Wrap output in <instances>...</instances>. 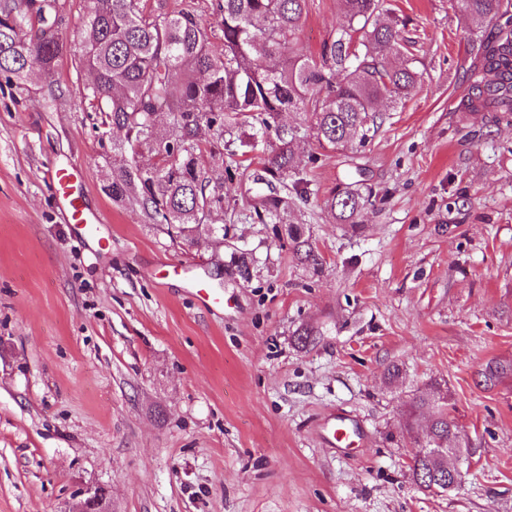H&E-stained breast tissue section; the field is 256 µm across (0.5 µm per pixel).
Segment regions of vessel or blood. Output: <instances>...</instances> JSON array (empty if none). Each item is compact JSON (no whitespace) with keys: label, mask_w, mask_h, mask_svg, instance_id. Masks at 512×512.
<instances>
[{"label":"vessel or blood","mask_w":512,"mask_h":512,"mask_svg":"<svg viewBox=\"0 0 512 512\" xmlns=\"http://www.w3.org/2000/svg\"><path fill=\"white\" fill-rule=\"evenodd\" d=\"M49 181L57 206L72 225L77 238L82 241L99 239L104 215L87 206L84 190L78 181L76 165L70 163L53 168ZM319 429L328 444L343 450L356 446L365 433V428L359 421L336 414L323 418Z\"/></svg>","instance_id":"obj_1"}]
</instances>
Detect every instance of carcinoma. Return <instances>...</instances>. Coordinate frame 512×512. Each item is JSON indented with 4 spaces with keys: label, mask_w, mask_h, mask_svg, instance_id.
Listing matches in <instances>:
<instances>
[{
    "label": "carcinoma",
    "mask_w": 512,
    "mask_h": 512,
    "mask_svg": "<svg viewBox=\"0 0 512 512\" xmlns=\"http://www.w3.org/2000/svg\"><path fill=\"white\" fill-rule=\"evenodd\" d=\"M33 0H0V75L24 81L35 66L50 68L62 54L61 40L44 41L32 25ZM346 29L325 44L318 56L290 51L307 12L308 0H216L222 17V45L186 3L177 11L149 8L146 0H92L81 21L73 50L79 65L92 72L86 98L105 114L118 139L112 149L122 158L108 191L112 200L135 197L144 221L167 224L192 243L207 230L208 216L224 209V180L210 176L207 162L230 173L238 147L268 144L267 163L253 175L267 193L251 204L254 224H284L291 187L299 198L297 153L312 140L334 152L366 146L383 117L376 108L386 99L398 103L415 90L419 75L408 65L393 67L377 49L395 40L398 20L386 0H342ZM452 7L475 20L500 22L498 35L479 45L482 72L472 86L468 108L512 115V12L504 0H452ZM171 113L166 129L152 113ZM286 112L303 117L300 125L281 122ZM247 125L248 140L235 135ZM153 155L145 167L139 157ZM373 190L355 181L335 189L326 207L342 224H355L372 203ZM288 238L298 261L318 272L322 262L310 237L297 224ZM432 380L416 391L405 411L412 433L423 417L421 445L462 451L464 442L451 417L453 404ZM415 483L428 491L445 489L448 462L416 454L410 465Z\"/></svg>",
    "instance_id": "carcinoma-1"
}]
</instances>
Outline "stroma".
<instances>
[{
	"label": "stroma",
	"mask_w": 512,
	"mask_h": 512,
	"mask_svg": "<svg viewBox=\"0 0 512 512\" xmlns=\"http://www.w3.org/2000/svg\"><path fill=\"white\" fill-rule=\"evenodd\" d=\"M388 2L405 24L382 55L411 51L420 82L380 104L358 153H300L311 193L290 220L311 230L317 275L283 225L245 221L266 190L249 175L225 181L217 234L192 244L113 201L112 137L72 55L20 86L0 77V512H71L95 484L113 512H512V122L465 107L471 40L496 24L450 0ZM346 24L339 0H309L297 50ZM73 162L106 246L56 205L48 173ZM356 180L373 203L337 223L325 201ZM197 276L223 307L198 306ZM491 363L505 371L489 381ZM433 379L474 450L445 495L412 481L404 428ZM332 411L366 429L344 454L315 427Z\"/></svg>",
	"instance_id": "stroma-1"
}]
</instances>
